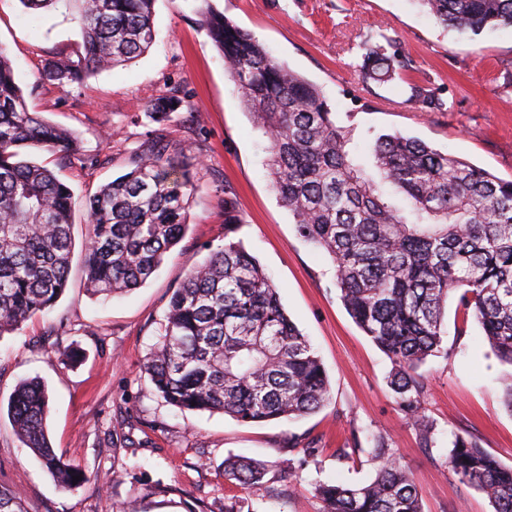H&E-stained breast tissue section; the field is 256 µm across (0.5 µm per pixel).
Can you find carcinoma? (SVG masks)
Instances as JSON below:
<instances>
[{
	"label": "carcinoma",
	"mask_w": 512,
	"mask_h": 512,
	"mask_svg": "<svg viewBox=\"0 0 512 512\" xmlns=\"http://www.w3.org/2000/svg\"><path fill=\"white\" fill-rule=\"evenodd\" d=\"M30 13L63 6L83 33L76 56L46 60L40 77L63 89L143 55L153 44L156 0H19ZM444 28L479 34L512 27V0H421ZM203 27L224 58L243 101L268 141L266 166L278 199L301 238L331 259L336 288L358 327L395 363L390 386L419 418V363L440 350L448 298L478 324L512 365V180L394 134L377 139L376 175L356 161L350 132L337 126L319 89L275 59L248 30L208 4ZM363 84L403 80L408 63L377 43H363ZM408 100L430 111L443 103L422 86ZM182 106L175 90L149 113L171 121ZM52 150L69 163L85 150L66 130L29 110L7 50L0 46V336L51 309L68 287L72 216L77 201L48 167L29 158ZM194 190L186 164L168 156L160 137L141 143L130 171L101 186L83 206L91 228L84 245L87 287L95 294L131 291L157 270L188 229ZM399 194L405 201L389 200ZM224 247L190 269L168 305L145 369L157 393L181 409L219 412L244 423L310 415L329 400L325 368L288 317L258 260L230 238L238 223L224 188ZM49 395L40 381L20 383L9 404L14 434L64 482L83 475L58 456L48 436ZM378 464L367 484L319 483L323 512H423L422 498L385 436H367ZM448 469L512 512V466L466 433L448 449ZM267 465L224 459V478L257 494ZM0 512H26L0 487Z\"/></svg>",
	"instance_id": "carcinoma-1"
}]
</instances>
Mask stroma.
<instances>
[{"label":"stroma","instance_id":"obj_1","mask_svg":"<svg viewBox=\"0 0 512 512\" xmlns=\"http://www.w3.org/2000/svg\"><path fill=\"white\" fill-rule=\"evenodd\" d=\"M252 32L279 61L315 84L338 125L352 131L351 150L373 162L376 139L402 133L495 176L512 179V27L461 36L430 18L417 0H212ZM202 0H156L152 47L134 61L63 91L41 80L45 59L81 44L78 22L61 10L28 13L0 0V45L8 49L31 110L72 132L90 158L65 162L48 150L33 160L56 171L77 200L133 166V151L163 132L169 153L192 165L196 184L188 232L144 285L105 297L87 290L81 253L69 284L45 314L0 336V486L28 512H228L233 488L223 463L237 455L264 461L270 491L254 512H322L315 484L361 485L376 463L364 439L384 435L410 471L424 512H493L480 491L448 470V440L464 431L512 465V412L499 360L474 321L448 300V334L417 373L424 426L399 405L389 380L393 361L347 313L331 260L307 244L273 192L267 141L206 30ZM390 45L409 63L407 83L434 89L440 112L407 102V83L364 90L356 66L365 40ZM178 88L184 104L158 124L150 101ZM232 187L240 223L233 240L258 259L281 302L317 351L331 386L318 412L244 424L215 412L179 410L156 393L144 369L169 300L186 273L224 245V189ZM43 380L50 396L49 438L55 452L87 477L62 487L11 430L6 407L16 386ZM300 448L292 452L289 440ZM315 448L304 456L303 446ZM294 465L287 485L280 470Z\"/></svg>","mask_w":512,"mask_h":512}]
</instances>
